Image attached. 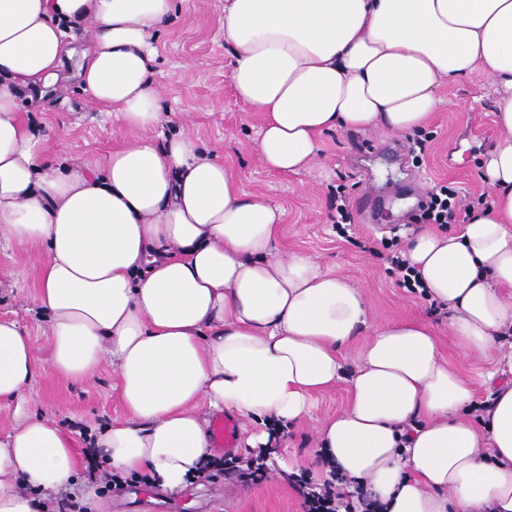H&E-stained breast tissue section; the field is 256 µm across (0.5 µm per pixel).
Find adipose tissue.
Returning <instances> with one entry per match:
<instances>
[{
    "label": "adipose tissue",
    "mask_w": 512,
    "mask_h": 512,
    "mask_svg": "<svg viewBox=\"0 0 512 512\" xmlns=\"http://www.w3.org/2000/svg\"><path fill=\"white\" fill-rule=\"evenodd\" d=\"M173 0H0V247L39 244L32 302L48 320L51 371L91 378L110 361L126 420L93 446L114 473L177 495L213 455L202 408L284 426L340 378L342 347L369 338L346 410L318 446L379 512H512V0H224L238 98L262 112L264 167L306 169L321 133H413L444 83L481 73L500 88L492 201L462 232L406 242L426 297L470 354L494 356L478 422L470 383L424 325L373 322L357 288L309 256H273L285 210L248 197L191 138H139L54 163L18 119L19 93L56 84L85 24L80 83L128 128L161 120L156 36ZM39 360L28 330L0 319V512H48L77 479L69 434L29 413Z\"/></svg>",
    "instance_id": "obj_1"
}]
</instances>
